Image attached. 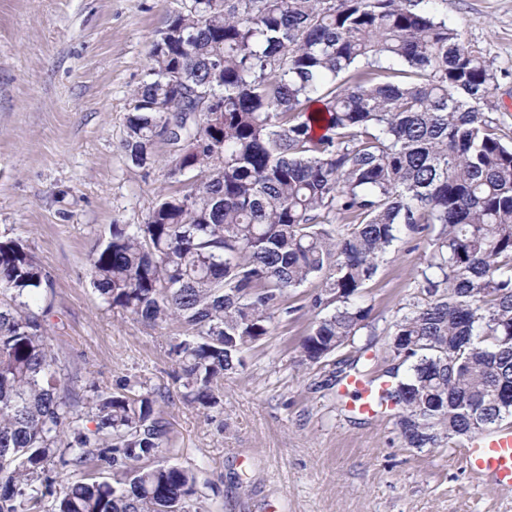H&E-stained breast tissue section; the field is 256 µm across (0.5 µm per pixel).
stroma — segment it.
<instances>
[{
	"label": "stroma",
	"mask_w": 512,
	"mask_h": 512,
	"mask_svg": "<svg viewBox=\"0 0 512 512\" xmlns=\"http://www.w3.org/2000/svg\"><path fill=\"white\" fill-rule=\"evenodd\" d=\"M184 0H0V237L25 242L50 272L45 327L65 388L89 396L129 383L168 393L166 460L199 472L206 512H512V493L476 485L463 443L404 445L391 413L347 408L328 379L346 364L383 377L402 308L420 301L423 249L398 241L359 300L370 315L351 345L319 364L297 345L316 315L318 281L285 296L270 336L246 348L224 380L223 405L204 418L183 401L170 339L110 307L90 275L111 225L144 223L160 191L184 192L173 152L156 143L152 165L125 154L131 95L149 50ZM436 10L496 75L483 110L512 145V0H438Z\"/></svg>",
	"instance_id": "35a3bbf8"
}]
</instances>
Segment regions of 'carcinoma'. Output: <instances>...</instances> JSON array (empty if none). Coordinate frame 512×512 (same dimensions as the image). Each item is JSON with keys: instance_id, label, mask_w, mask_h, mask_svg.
<instances>
[{"instance_id": "1", "label": "carcinoma", "mask_w": 512, "mask_h": 512, "mask_svg": "<svg viewBox=\"0 0 512 512\" xmlns=\"http://www.w3.org/2000/svg\"><path fill=\"white\" fill-rule=\"evenodd\" d=\"M188 0L153 41L122 148L173 176L143 224H114L91 258L112 308L188 335L170 347L182 398L209 412L288 291L322 282L299 342L317 364L353 341L393 244L423 232L425 296L394 323L381 405L411 448L512 419V146L481 105L495 74L436 0ZM351 224L327 227L329 214ZM50 273L0 239V512H203L198 472L160 460V392L94 388V429L61 384L45 328ZM72 476L52 494L49 466ZM108 469L112 480L97 475Z\"/></svg>"}]
</instances>
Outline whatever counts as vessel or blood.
Segmentation results:
<instances>
[{
	"instance_id": "1",
	"label": "vessel or blood",
	"mask_w": 512,
	"mask_h": 512,
	"mask_svg": "<svg viewBox=\"0 0 512 512\" xmlns=\"http://www.w3.org/2000/svg\"><path fill=\"white\" fill-rule=\"evenodd\" d=\"M345 389L354 411L374 412L376 386L373 381L353 376L347 379ZM463 459L473 476L512 491V430L476 434L464 450Z\"/></svg>"
}]
</instances>
